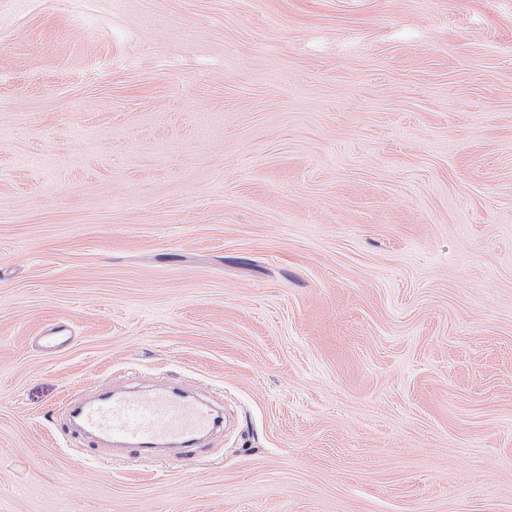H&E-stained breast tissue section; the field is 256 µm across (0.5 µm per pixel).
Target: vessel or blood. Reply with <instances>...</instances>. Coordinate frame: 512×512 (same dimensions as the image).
Masks as SVG:
<instances>
[{"label": "vessel or blood", "instance_id": "b4317fda", "mask_svg": "<svg viewBox=\"0 0 512 512\" xmlns=\"http://www.w3.org/2000/svg\"><path fill=\"white\" fill-rule=\"evenodd\" d=\"M68 412L78 417L84 435L111 439L141 457L169 448L189 453L220 422L209 407L164 387L137 395L109 393Z\"/></svg>", "mask_w": 512, "mask_h": 512}]
</instances>
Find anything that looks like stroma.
Segmentation results:
<instances>
[{
    "mask_svg": "<svg viewBox=\"0 0 512 512\" xmlns=\"http://www.w3.org/2000/svg\"><path fill=\"white\" fill-rule=\"evenodd\" d=\"M0 512H512V0H0ZM84 435L108 438L126 453L140 458L169 448L190 452L196 440L220 422L212 409L163 387L149 393L127 395L110 392L92 402L69 406Z\"/></svg>",
    "mask_w": 512,
    "mask_h": 512,
    "instance_id": "obj_1",
    "label": "stroma"
}]
</instances>
